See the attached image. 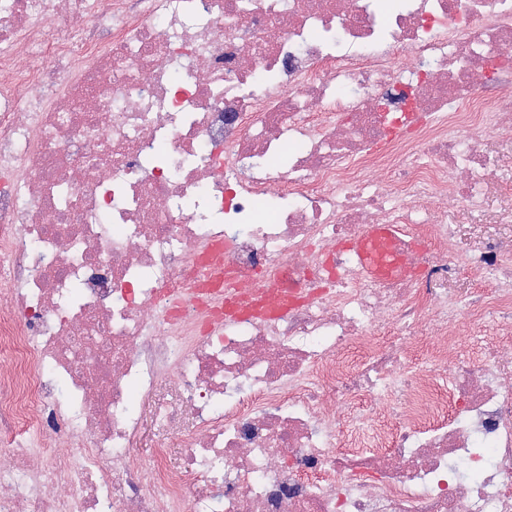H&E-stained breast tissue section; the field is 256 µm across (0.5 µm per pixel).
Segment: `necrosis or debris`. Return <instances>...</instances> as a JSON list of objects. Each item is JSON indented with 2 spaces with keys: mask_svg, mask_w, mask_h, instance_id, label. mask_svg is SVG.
<instances>
[{
  "mask_svg": "<svg viewBox=\"0 0 512 512\" xmlns=\"http://www.w3.org/2000/svg\"><path fill=\"white\" fill-rule=\"evenodd\" d=\"M480 2L0 0V512H512V354L450 352L512 328V251L448 248L512 134V0ZM376 224L412 276L337 252ZM270 284L285 315H224ZM166 380L176 472L134 453ZM503 332L506 333L489 318L465 327L459 336L458 354L465 358H478L484 345L501 340Z\"/></svg>",
  "mask_w": 512,
  "mask_h": 512,
  "instance_id": "necrosis-or-debris-1",
  "label": "necrosis or debris"
}]
</instances>
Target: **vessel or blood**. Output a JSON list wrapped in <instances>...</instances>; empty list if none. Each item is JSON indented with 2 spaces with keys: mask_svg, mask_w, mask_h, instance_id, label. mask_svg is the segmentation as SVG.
<instances>
[{
  "mask_svg": "<svg viewBox=\"0 0 512 512\" xmlns=\"http://www.w3.org/2000/svg\"><path fill=\"white\" fill-rule=\"evenodd\" d=\"M401 229L395 224H380L351 241V252L360 269L375 278L401 274L404 270L402 258L397 249ZM290 296L287 289H269L263 303L253 306L258 315L281 313L287 310Z\"/></svg>",
  "mask_w": 512,
  "mask_h": 512,
  "instance_id": "1",
  "label": "vessel or blood"
}]
</instances>
